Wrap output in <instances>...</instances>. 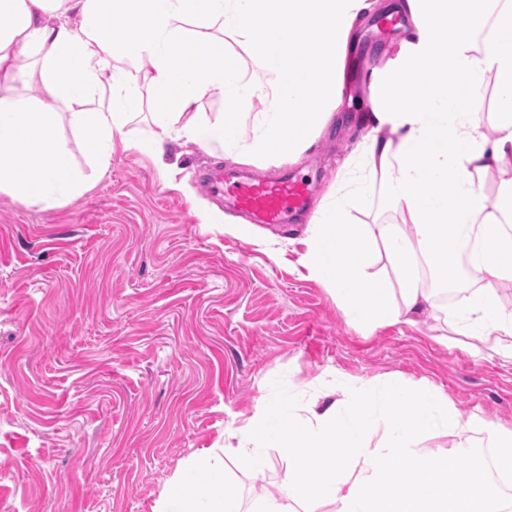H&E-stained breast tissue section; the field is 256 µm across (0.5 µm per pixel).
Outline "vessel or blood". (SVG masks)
I'll list each match as a JSON object with an SVG mask.
<instances>
[{
  "instance_id": "obj_1",
  "label": "vessel or blood",
  "mask_w": 512,
  "mask_h": 512,
  "mask_svg": "<svg viewBox=\"0 0 512 512\" xmlns=\"http://www.w3.org/2000/svg\"><path fill=\"white\" fill-rule=\"evenodd\" d=\"M207 191L223 193L228 204L237 211L256 218L261 224H284L290 215L301 210L308 187L291 179H260L251 175L236 180L205 179Z\"/></svg>"
}]
</instances>
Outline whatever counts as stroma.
Segmentation results:
<instances>
[{
  "label": "stroma",
  "mask_w": 512,
  "mask_h": 512,
  "mask_svg": "<svg viewBox=\"0 0 512 512\" xmlns=\"http://www.w3.org/2000/svg\"><path fill=\"white\" fill-rule=\"evenodd\" d=\"M402 20L381 9L360 27V72L394 56ZM366 93L353 83L295 159L239 163L180 141L168 181L147 155L119 148L105 177L63 206L0 195V512H151L201 450L255 438L228 442L225 428L331 389L352 400L383 379L438 390L463 416L512 429V362L440 343L451 306L365 331L301 265L306 216L243 234L201 219L228 211L200 181L215 167L301 176L309 212L352 192ZM449 270L458 293L512 311V285L473 281L460 256ZM269 458L262 475L225 460L227 487L250 504L286 486L282 451Z\"/></svg>",
  "instance_id": "1"
}]
</instances>
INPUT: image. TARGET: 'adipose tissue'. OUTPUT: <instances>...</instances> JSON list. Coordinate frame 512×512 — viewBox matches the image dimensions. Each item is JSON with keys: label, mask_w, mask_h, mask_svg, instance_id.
Listing matches in <instances>:
<instances>
[{"label": "adipose tissue", "mask_w": 512, "mask_h": 512, "mask_svg": "<svg viewBox=\"0 0 512 512\" xmlns=\"http://www.w3.org/2000/svg\"><path fill=\"white\" fill-rule=\"evenodd\" d=\"M370 0H0V195L46 207L67 203L103 177L115 147L148 155L168 171L166 144L192 142L214 155L268 160L301 153L327 127L347 89L350 43ZM408 24L384 77L367 74L361 123L370 176L386 178L396 224H352L344 204L308 222L301 264L325 282L355 320L376 328L412 323L429 303L416 274L417 252L466 253L477 281L512 280V178L488 198L479 180L512 157V5L495 35L475 47L481 0H395ZM232 37L258 66L247 73L225 54ZM497 85L491 132L478 121L485 77ZM154 96L148 138L128 126ZM223 113L201 109L203 99ZM265 108L250 140L225 114L252 99ZM89 145L87 167L74 165L63 126ZM384 252L396 283L372 270ZM453 335L473 339L474 354L512 361V312L481 297L456 311ZM383 425L378 446L367 435ZM252 447L240 451L263 473L268 451L288 458V494L269 490L266 512H512L504 494L474 467L458 476L471 435L484 434L498 475L512 477V430L458 414L446 397L397 380L376 382L356 400L278 406L250 417ZM452 435L449 447H419L421 437ZM152 512H256L228 489L218 469L178 472Z\"/></svg>", "instance_id": "obj_1"}]
</instances>
